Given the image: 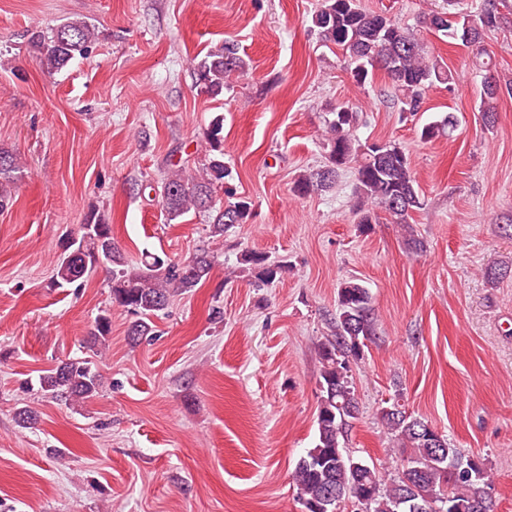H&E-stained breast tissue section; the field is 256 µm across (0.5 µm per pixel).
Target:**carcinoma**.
Segmentation results:
<instances>
[{"instance_id":"1","label":"carcinoma","mask_w":512,"mask_h":512,"mask_svg":"<svg viewBox=\"0 0 512 512\" xmlns=\"http://www.w3.org/2000/svg\"><path fill=\"white\" fill-rule=\"evenodd\" d=\"M453 0L431 10L424 23L442 36L466 47H481L486 33L506 23L499 0H482L475 13L450 11ZM322 40L345 51L356 86L373 83L375 72L383 71L391 82L399 111L414 116L421 111L424 93L439 83L451 85L454 76L448 66L429 53L413 30L401 27L383 14L364 9L360 0H322L313 16ZM95 40V29L74 20L48 33L35 31L29 41L42 69L54 74L84 55ZM484 71L480 111L486 124L496 122V101L512 95V85L494 77L490 62H480ZM200 92L218 96L234 78L249 72V64L237 43L224 41L198 63ZM325 142L327 163L298 175L293 192L300 197L328 192L341 174L351 169L355 176L356 217L360 230L376 223L377 210L388 214L394 224L404 225L414 248L423 243L415 238L410 219L423 206L409 154L396 142L367 144L354 135L361 121L357 107L345 102L330 110ZM456 127L454 113L426 123L420 140L428 142ZM223 119L212 120L205 142V163L191 171L180 162L163 168L159 195L166 221L190 212L208 214L211 233L244 224L252 214V203L242 197L218 204L216 192L224 190L229 175L224 165ZM20 167L18 156L0 148V211L12 202L13 173ZM92 234L80 236L78 248H64L55 260V288L81 286L84 279L104 266L110 273L111 303L129 317L127 336L138 343L157 333L152 318L165 310L171 300L207 279L217 256L201 251L192 257L172 260L145 252L140 263L131 266L112 238V226L98 220ZM244 262L253 273L252 285L271 284L285 265L268 262L261 253L251 252ZM111 329L109 312L99 314L90 332L93 351H103ZM377 335V316L369 288L358 279H348L337 289L336 317L332 334L319 344L323 369L319 380V404L313 446L298 460L293 480L301 493L305 512H345L346 501H364V512H399V505L414 504L408 512H497L490 494L491 472L484 462L465 454L443 438L439 448L423 431L427 420L395 412L393 402L381 408L387 429L406 449V469L397 477H385L376 466L356 456L347 446L348 433L358 418L359 403L350 361L359 359L363 348ZM103 378L86 358L65 359L39 377L36 393L68 404L83 403L96 396Z\"/></svg>"}]
</instances>
